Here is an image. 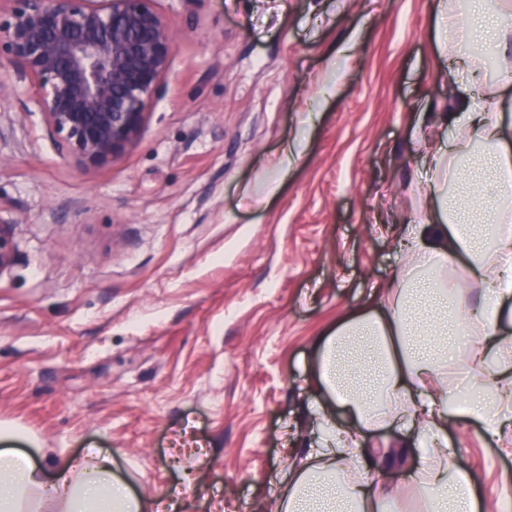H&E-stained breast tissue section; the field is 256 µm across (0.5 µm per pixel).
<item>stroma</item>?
<instances>
[{
	"mask_svg": "<svg viewBox=\"0 0 512 512\" xmlns=\"http://www.w3.org/2000/svg\"><path fill=\"white\" fill-rule=\"evenodd\" d=\"M438 4L157 0L169 72L101 167L59 157L27 85L0 97L7 448L108 453L158 512H273L324 435L312 344L373 305L420 206L415 138L448 109ZM448 442L485 512H512V438L452 417ZM13 224L0 216V274L8 271L15 260L16 244Z\"/></svg>",
	"mask_w": 512,
	"mask_h": 512,
	"instance_id": "1",
	"label": "stroma"
}]
</instances>
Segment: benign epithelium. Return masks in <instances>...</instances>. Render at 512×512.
Wrapping results in <instances>:
<instances>
[{
    "instance_id": "obj_1",
    "label": "benign epithelium",
    "mask_w": 512,
    "mask_h": 512,
    "mask_svg": "<svg viewBox=\"0 0 512 512\" xmlns=\"http://www.w3.org/2000/svg\"><path fill=\"white\" fill-rule=\"evenodd\" d=\"M155 0H0V60L34 89L58 155L81 167L135 145L168 72L177 33ZM0 217V275L15 260Z\"/></svg>"
}]
</instances>
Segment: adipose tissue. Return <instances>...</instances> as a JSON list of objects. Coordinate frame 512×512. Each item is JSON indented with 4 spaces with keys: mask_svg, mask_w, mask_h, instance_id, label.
I'll return each instance as SVG.
<instances>
[{
    "mask_svg": "<svg viewBox=\"0 0 512 512\" xmlns=\"http://www.w3.org/2000/svg\"><path fill=\"white\" fill-rule=\"evenodd\" d=\"M451 29L448 109L422 140V216L402 225L375 308L349 311L314 342L324 446L289 466L276 512H392L411 496L421 512H480L448 449V418L480 420L496 438L512 430V101L502 94L512 74L477 85L484 64L472 52L482 41L512 56V0H473L459 24L439 9L437 35ZM462 283L474 303L458 300ZM393 426L423 435L425 454L363 447L365 433ZM110 465L102 454L90 468L58 458L41 468L1 450L0 512H142ZM389 469L400 478L382 480Z\"/></svg>",
    "mask_w": 512,
    "mask_h": 512,
    "instance_id": "adipose-tissue-1",
    "label": "adipose tissue"
}]
</instances>
